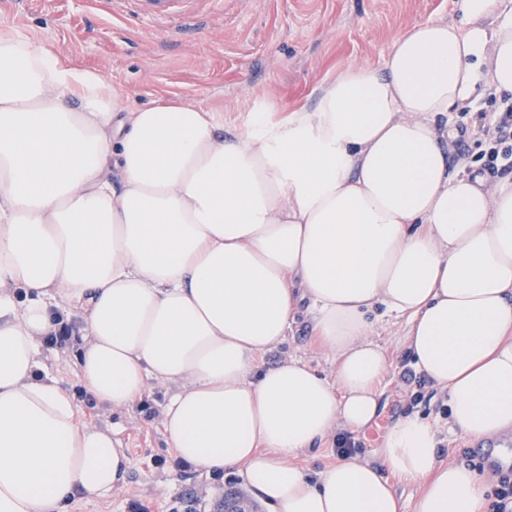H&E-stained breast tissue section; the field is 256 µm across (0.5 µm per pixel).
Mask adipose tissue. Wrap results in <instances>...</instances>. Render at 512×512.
I'll return each instance as SVG.
<instances>
[{"instance_id": "obj_1", "label": "adipose tissue", "mask_w": 512, "mask_h": 512, "mask_svg": "<svg viewBox=\"0 0 512 512\" xmlns=\"http://www.w3.org/2000/svg\"><path fill=\"white\" fill-rule=\"evenodd\" d=\"M457 8L319 85L313 109L229 137L199 105L125 110L99 72L0 33V512H63L124 478L111 430L40 373L64 303L93 398L130 408L148 379L172 383L177 459L241 469L273 512H401L404 482L412 512H485L481 476L441 460L416 414L379 463H298L376 419L389 360L370 331L387 317L451 430H512V178L490 188L448 159L454 113L512 95V0ZM302 315L333 377L263 364ZM337 448V439H335V435H331L322 448L301 456L298 459V463L311 475H315L327 466L335 464L341 457V453L337 451Z\"/></svg>"}]
</instances>
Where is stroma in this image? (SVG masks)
<instances>
[{
  "label": "stroma",
  "instance_id": "35a3bbf8",
  "mask_svg": "<svg viewBox=\"0 0 512 512\" xmlns=\"http://www.w3.org/2000/svg\"><path fill=\"white\" fill-rule=\"evenodd\" d=\"M457 0H224L223 14L197 4L191 18L160 24L145 18L135 0L113 13L110 0H0V21L9 22L38 43L51 45L73 65L99 71L121 95L126 109L177 100L215 112L225 133L249 127L259 111L271 121L297 108H313L314 91L324 80L365 64L381 65L393 39L428 19L457 20ZM500 97L482 95L466 112L454 115L466 135L450 139L452 164L474 163L488 148L470 127L489 123ZM404 320L381 321L373 331L392 369L383 381L380 413L360 433L354 452L376 460L387 427L416 413L438 430L441 457L479 473L486 467L466 457L474 439L450 431L448 403L411 364L403 337ZM79 342H41V361L69 392L81 421L114 429L127 457L123 484L111 496H77L66 512H130L132 503L150 512H170L194 499L200 512H214L226 491L247 492L240 470L210 474L181 466L168 448L161 410L169 384L149 380L133 408L99 406L79 372ZM291 357L332 375L329 356L310 340L299 319L286 340L266 353L264 363Z\"/></svg>",
  "mask_w": 512,
  "mask_h": 512
}]
</instances>
